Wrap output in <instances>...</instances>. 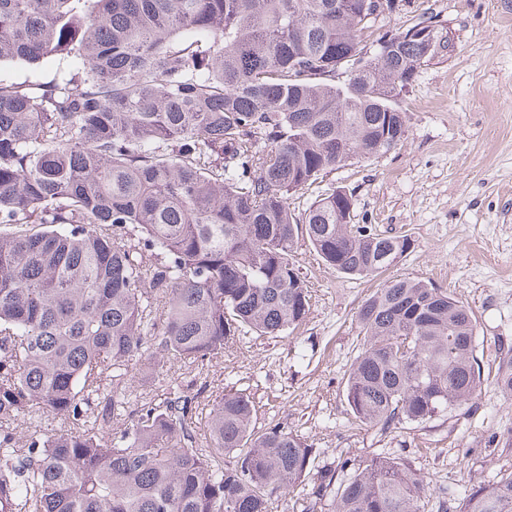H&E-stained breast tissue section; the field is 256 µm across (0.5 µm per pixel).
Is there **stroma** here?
I'll return each mask as SVG.
<instances>
[{"label":"stroma","instance_id":"1","mask_svg":"<svg viewBox=\"0 0 512 512\" xmlns=\"http://www.w3.org/2000/svg\"><path fill=\"white\" fill-rule=\"evenodd\" d=\"M425 14L436 15L438 33L404 96V142L351 160L291 203L303 208L341 186L353 195L355 223L411 237L391 272L450 290L469 306L481 396L423 424H353L343 376L360 348L356 312L378 283L345 277L304 242L296 261L312 295L305 325L278 338L241 337L193 391L205 412L222 387L247 390L257 426L297 430L325 460L383 448L430 487L460 496L512 467V446L502 440L512 431V398L493 385L495 344L512 349V0H406L382 26L401 31Z\"/></svg>","mask_w":512,"mask_h":512}]
</instances>
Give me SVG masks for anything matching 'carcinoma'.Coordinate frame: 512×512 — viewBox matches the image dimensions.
Here are the masks:
<instances>
[{
  "instance_id": "1",
  "label": "carcinoma",
  "mask_w": 512,
  "mask_h": 512,
  "mask_svg": "<svg viewBox=\"0 0 512 512\" xmlns=\"http://www.w3.org/2000/svg\"><path fill=\"white\" fill-rule=\"evenodd\" d=\"M371 0H0V64L53 56L58 77L0 79V512H422L429 483L385 452L318 462L256 426L226 386L198 436L194 381L246 334L303 325L293 258L373 279L408 235L351 223L333 187L293 195L407 134L399 88L434 17L375 33ZM348 414L385 430L476 399V321L454 293L387 278L362 301ZM192 378L160 396L164 367ZM493 384L512 396V358ZM72 427L13 433L19 421ZM312 484L306 499L299 486ZM442 512H512V470Z\"/></svg>"
}]
</instances>
